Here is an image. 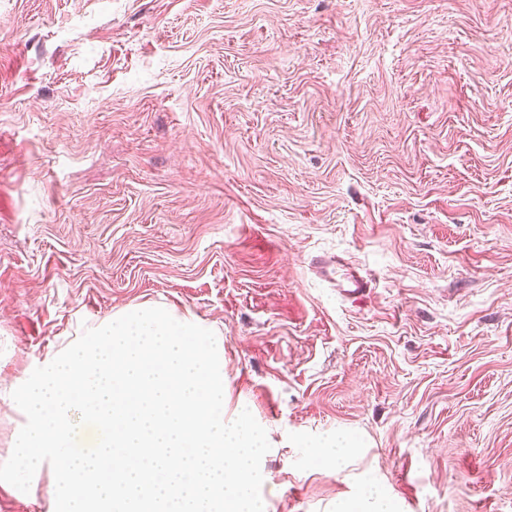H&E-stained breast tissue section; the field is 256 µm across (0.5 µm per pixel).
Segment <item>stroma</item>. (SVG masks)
Listing matches in <instances>:
<instances>
[{"label": "stroma", "instance_id": "stroma-1", "mask_svg": "<svg viewBox=\"0 0 512 512\" xmlns=\"http://www.w3.org/2000/svg\"><path fill=\"white\" fill-rule=\"evenodd\" d=\"M144 303L220 329L267 512H512V0H0V463ZM336 286L337 288H343V291L348 294H355L363 288H367L368 281L357 270L346 264L336 262Z\"/></svg>", "mask_w": 512, "mask_h": 512}]
</instances>
